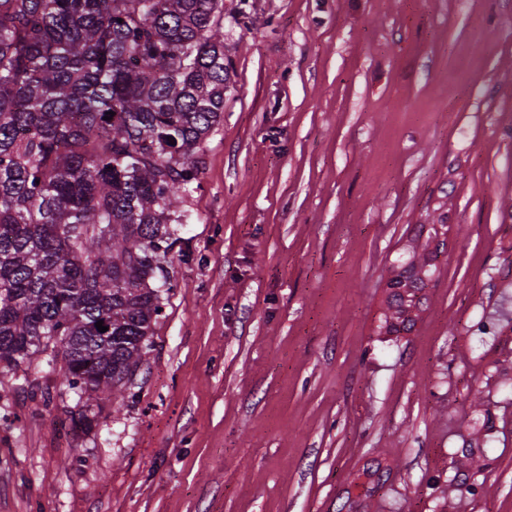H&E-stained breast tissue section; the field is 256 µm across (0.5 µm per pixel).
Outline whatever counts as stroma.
<instances>
[{
  "label": "stroma",
  "instance_id": "obj_1",
  "mask_svg": "<svg viewBox=\"0 0 512 512\" xmlns=\"http://www.w3.org/2000/svg\"><path fill=\"white\" fill-rule=\"evenodd\" d=\"M224 45L153 347L87 428L0 367V512H512V0H224Z\"/></svg>",
  "mask_w": 512,
  "mask_h": 512
}]
</instances>
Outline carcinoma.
I'll return each mask as SVG.
<instances>
[{
	"label": "carcinoma",
	"mask_w": 512,
	"mask_h": 512,
	"mask_svg": "<svg viewBox=\"0 0 512 512\" xmlns=\"http://www.w3.org/2000/svg\"><path fill=\"white\" fill-rule=\"evenodd\" d=\"M229 73L223 0H0V365L84 426L153 347Z\"/></svg>",
	"instance_id": "carcinoma-1"
}]
</instances>
